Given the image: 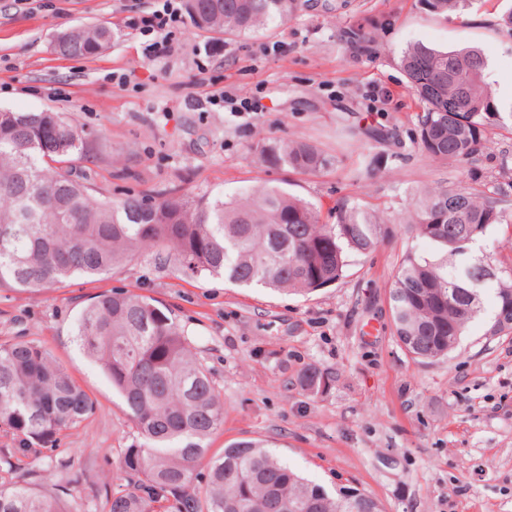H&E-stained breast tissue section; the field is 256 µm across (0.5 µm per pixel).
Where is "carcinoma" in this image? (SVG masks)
<instances>
[{"instance_id":"1","label":"carcinoma","mask_w":512,"mask_h":512,"mask_svg":"<svg viewBox=\"0 0 512 512\" xmlns=\"http://www.w3.org/2000/svg\"><path fill=\"white\" fill-rule=\"evenodd\" d=\"M476 0H419L446 19ZM301 0H188L194 26L240 37L279 27ZM105 26L81 25L54 36L56 53L88 58L112 43ZM477 48L415 43L400 68L417 97L416 145L432 160L473 165L487 149L488 128H512V104L489 91ZM84 131L60 112L0 111V289L36 294L72 278L95 279L151 251L162 266L192 277L222 276L242 288L263 286L306 296L341 280L351 258L375 252L387 224H403L431 248L402 257L390 291L393 334L417 361L448 357L494 294L487 334L512 333V268L476 251L500 226L512 227L503 187L425 188L413 203L384 214L343 202L333 224L284 188L255 185L224 194L168 192L99 200L73 173ZM260 161L314 175L335 163L304 140L255 146ZM73 340L98 363L123 399L140 440L120 449L101 491L107 512H382L360 491L331 493L255 441L209 455L207 438L224 425V402L209 370L190 353L172 313L142 295L116 289L77 313ZM332 374L311 367L306 390L321 394ZM94 401L51 353L25 336L0 342V432L27 456L60 454L68 432L96 413ZM0 512H85L61 496L0 483Z\"/></svg>"}]
</instances>
